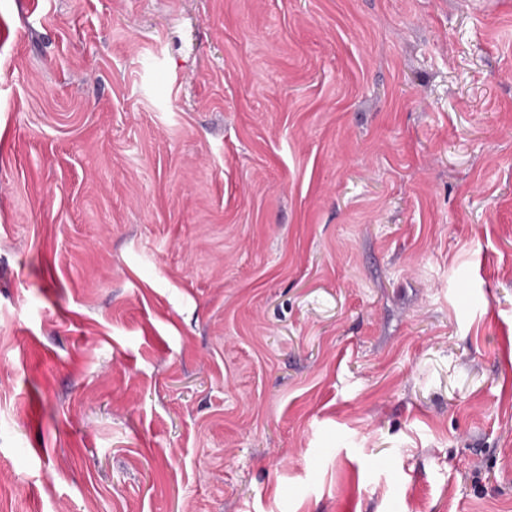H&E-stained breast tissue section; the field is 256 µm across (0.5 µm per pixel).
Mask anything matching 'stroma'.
<instances>
[{
	"label": "stroma",
	"instance_id": "35a3bbf8",
	"mask_svg": "<svg viewBox=\"0 0 512 512\" xmlns=\"http://www.w3.org/2000/svg\"><path fill=\"white\" fill-rule=\"evenodd\" d=\"M0 512H512V0H0Z\"/></svg>",
	"mask_w": 512,
	"mask_h": 512
}]
</instances>
